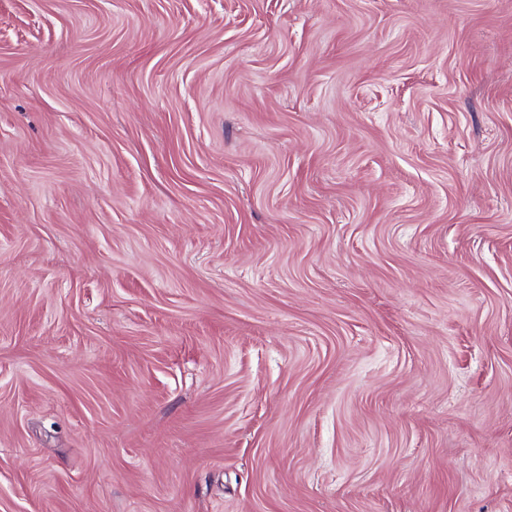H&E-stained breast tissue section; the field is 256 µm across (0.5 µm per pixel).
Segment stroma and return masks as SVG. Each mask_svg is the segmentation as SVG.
<instances>
[{
    "mask_svg": "<svg viewBox=\"0 0 512 512\" xmlns=\"http://www.w3.org/2000/svg\"><path fill=\"white\" fill-rule=\"evenodd\" d=\"M0 512H512V0H0Z\"/></svg>",
    "mask_w": 512,
    "mask_h": 512,
    "instance_id": "obj_1",
    "label": "stroma"
}]
</instances>
